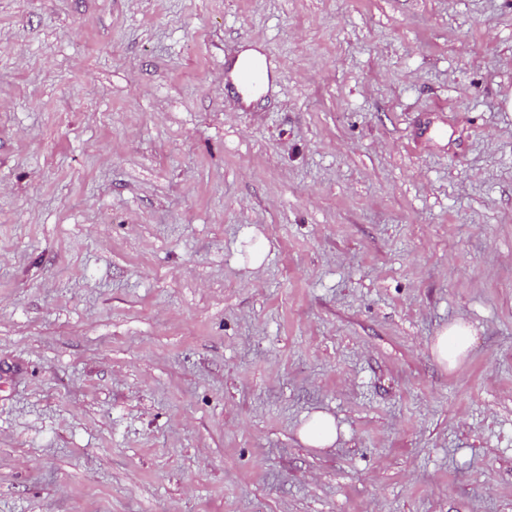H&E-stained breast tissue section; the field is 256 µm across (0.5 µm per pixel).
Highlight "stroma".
<instances>
[{"mask_svg": "<svg viewBox=\"0 0 512 512\" xmlns=\"http://www.w3.org/2000/svg\"><path fill=\"white\" fill-rule=\"evenodd\" d=\"M0 512H512V0H0ZM236 62L230 81L239 88L238 99L245 104L254 92L270 84L274 71L267 56L236 58ZM472 341V332L465 323H453L436 336L432 344L433 354L441 365L453 369L466 355ZM298 436L301 442L308 447H331L338 439L336 419L326 412H313L300 426Z\"/></svg>", "mask_w": 512, "mask_h": 512, "instance_id": "stroma-1", "label": "stroma"}]
</instances>
